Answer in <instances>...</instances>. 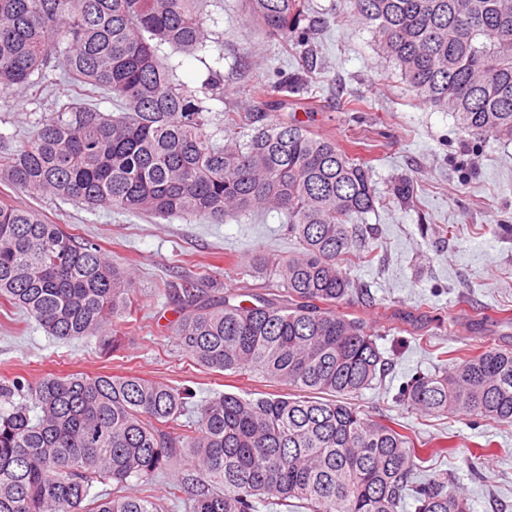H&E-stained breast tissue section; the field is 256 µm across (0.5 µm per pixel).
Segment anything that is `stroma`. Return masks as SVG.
<instances>
[{
    "label": "stroma",
    "instance_id": "35a3bbf8",
    "mask_svg": "<svg viewBox=\"0 0 512 512\" xmlns=\"http://www.w3.org/2000/svg\"><path fill=\"white\" fill-rule=\"evenodd\" d=\"M310 4L312 18L327 19L329 26L315 35L309 60L293 45L254 31L242 0H205L212 40L202 56L169 46L162 53L189 87H200L208 69L223 75L224 97L211 103L209 131L223 124L225 111L248 100L254 82L296 74L312 88L311 109L288 106L279 117L303 121L336 143H355L369 158L382 201L366 216L369 260L352 267L351 275L371 300L355 301L349 311L376 336L387 369L352 402L366 416L408 428L418 443H457L454 454L422 463L421 478L451 475L471 512H512V425L461 414L424 416L400 399L416 374L462 362L489 342L512 345V237L498 230L512 224V143L478 141L452 114L417 100L353 16L349 0ZM357 94L366 97L369 110L356 122L342 103ZM72 95L56 71L41 87H0V136L15 147L31 141L54 102ZM401 177L417 189L407 206L392 194ZM2 201L32 208L133 272L138 314L116 326L121 349L104 354L95 339H58L26 310L0 305V383L18 376L34 382L49 373L136 374L189 389L191 409L224 391L264 392L261 379L217 374L180 353L172 334L179 308L160 288L181 276L207 278L215 295L231 285L277 287V276L257 270L254 258L297 251L285 214L250 211L220 224L163 219L36 198L0 184Z\"/></svg>",
    "mask_w": 512,
    "mask_h": 512
}]
</instances>
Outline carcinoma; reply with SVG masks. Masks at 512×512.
<instances>
[{"mask_svg": "<svg viewBox=\"0 0 512 512\" xmlns=\"http://www.w3.org/2000/svg\"><path fill=\"white\" fill-rule=\"evenodd\" d=\"M415 96L455 115L478 139L512 142V0H351ZM269 41L310 52L321 22L309 0H245ZM202 0H0V86L33 87L60 69L79 100L54 107L34 139L0 141V182L89 208L224 220L263 210L288 216L300 251L276 263L280 288H228L213 299L195 280L160 289L179 299L177 347L195 365L284 394L224 392L185 415L187 388L137 375L49 373L0 384V512H163L128 492L132 479L182 462L193 477L189 512H469L454 479L416 480L419 449L392 422L345 397L373 385L385 362L373 336L340 310L352 302L360 229L375 208L370 169L352 148L302 122L251 106L224 113L252 128L221 143L207 131L201 87L176 79L159 54L187 55L209 41ZM301 79L257 84L251 99L297 94ZM112 97L119 113L83 101ZM0 301L27 310L63 340L94 337L120 349L113 326L135 316V288L96 244L33 210L0 204ZM402 398L422 414H462L512 424V348L488 345L459 364L419 375ZM113 495L84 506L93 482Z\"/></svg>", "mask_w": 512, "mask_h": 512, "instance_id": "1", "label": "carcinoma"}]
</instances>
